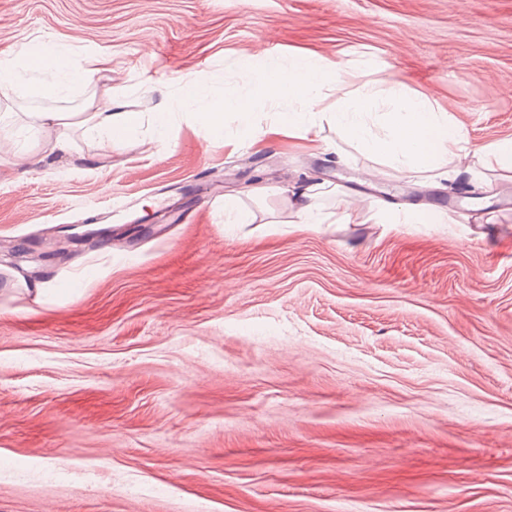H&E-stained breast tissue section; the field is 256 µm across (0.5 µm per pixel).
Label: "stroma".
<instances>
[{"label":"stroma","instance_id":"35a3bbf8","mask_svg":"<svg viewBox=\"0 0 512 512\" xmlns=\"http://www.w3.org/2000/svg\"><path fill=\"white\" fill-rule=\"evenodd\" d=\"M264 33L427 97L470 147L512 139V0H0V59H108L94 87L137 117L35 164L21 113L85 86L42 98L24 70L0 104V512H512V178L401 175L276 109L253 138L231 114L159 136L180 78L248 96ZM310 185L336 223L299 226ZM62 224L94 244L53 255Z\"/></svg>","mask_w":512,"mask_h":512}]
</instances>
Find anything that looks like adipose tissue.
<instances>
[{"instance_id": "adipose-tissue-1", "label": "adipose tissue", "mask_w": 512, "mask_h": 512, "mask_svg": "<svg viewBox=\"0 0 512 512\" xmlns=\"http://www.w3.org/2000/svg\"><path fill=\"white\" fill-rule=\"evenodd\" d=\"M273 70L288 72L289 86L283 87L269 79ZM351 73L343 64L316 60L309 56L292 55L287 62H265L259 65L243 62L239 68L240 81L255 94L247 103L233 93L198 109L195 97L183 96L173 108L156 113L160 129H168L173 112L201 115L212 135H221L224 116L232 112L239 116L243 134H253L251 114L259 105L287 104L289 127L310 130L315 124L317 106L325 92L348 84ZM382 113L387 124L385 135L378 136L367 126L370 113ZM80 124L86 131L96 133L102 142L124 138L134 124L132 114L112 109L111 94L91 93L79 110ZM336 128L353 141L357 149L368 154L386 157L398 169L418 168L423 171L435 167L441 157L462 162L472 153L461 129L443 113L435 111L422 97H407L401 90L369 82L363 83L356 94L339 99L334 112Z\"/></svg>"}]
</instances>
